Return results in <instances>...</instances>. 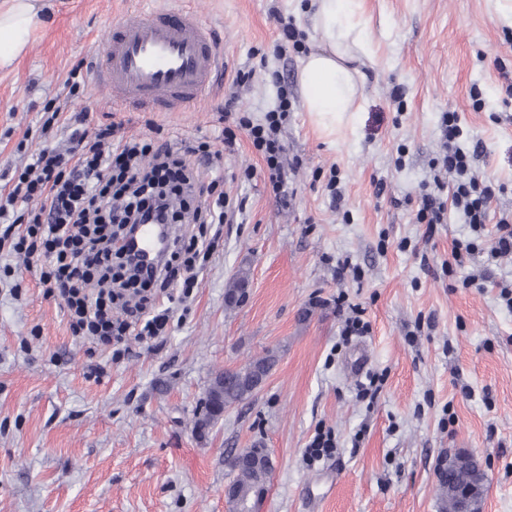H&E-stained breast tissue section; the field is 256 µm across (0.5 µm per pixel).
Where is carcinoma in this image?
I'll list each match as a JSON object with an SVG mask.
<instances>
[{"label":"carcinoma","instance_id":"obj_1","mask_svg":"<svg viewBox=\"0 0 512 512\" xmlns=\"http://www.w3.org/2000/svg\"><path fill=\"white\" fill-rule=\"evenodd\" d=\"M248 276L241 272L231 278L226 286L225 306L232 308L245 295ZM277 363L273 351L250 358L238 369H226L217 373L205 396V411L194 421V427L204 432L224 416V410L252 397L260 388ZM267 452L263 448H252L234 456L231 462L235 473L230 486L233 492L228 502L235 512H252L262 497L269 476L266 466ZM477 461L467 457L463 463H451L438 470V500L440 512H454L453 500L448 496V484L465 487L474 483Z\"/></svg>","mask_w":512,"mask_h":512}]
</instances>
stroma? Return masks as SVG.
<instances>
[{
	"instance_id": "stroma-1",
	"label": "stroma",
	"mask_w": 512,
	"mask_h": 512,
	"mask_svg": "<svg viewBox=\"0 0 512 512\" xmlns=\"http://www.w3.org/2000/svg\"><path fill=\"white\" fill-rule=\"evenodd\" d=\"M45 2L26 50L0 69V194L11 188L5 171L43 147L51 99L65 101L57 145L88 109L116 136L156 127L178 148L214 140L228 99L263 121L284 87L288 195L275 197L238 133L220 166L245 210L223 225L192 295L171 302L166 334L115 350L74 338L38 272L0 258V512H230L228 457L256 445L274 462L257 512H438V465L458 453L486 471L481 512H512V309L497 288L512 281V261L490 267L478 254L449 270L469 225L451 206L434 227L416 220L449 110L483 144L480 178L500 188L486 237L512 214V22L495 0H363L371 54L353 47L346 60L359 72L361 110L332 135L302 103L301 61L320 42L311 0H189L224 50L209 100L191 112H116L91 79L108 22L158 0ZM289 19L302 47L280 54ZM77 66L85 84L70 97L64 81ZM240 70L249 78L238 84ZM241 270L246 296L226 309L225 284ZM472 277L479 287H461ZM356 310L369 330L344 335ZM268 350L279 358L263 387L198 436L211 378ZM372 374L380 389L360 398ZM320 432L336 446L313 461Z\"/></svg>"
}]
</instances>
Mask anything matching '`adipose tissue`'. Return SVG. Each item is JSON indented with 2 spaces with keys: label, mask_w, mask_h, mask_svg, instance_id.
I'll return each instance as SVG.
<instances>
[{
  "label": "adipose tissue",
  "mask_w": 512,
  "mask_h": 512,
  "mask_svg": "<svg viewBox=\"0 0 512 512\" xmlns=\"http://www.w3.org/2000/svg\"><path fill=\"white\" fill-rule=\"evenodd\" d=\"M313 28L323 48L309 53L301 69L303 106L325 133L352 120L359 111L357 78L344 64L349 43L367 50L362 0H314ZM42 0H0V67L10 66L26 49Z\"/></svg>",
  "instance_id": "obj_1"
}]
</instances>
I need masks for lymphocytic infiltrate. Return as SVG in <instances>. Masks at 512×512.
I'll list each match as a JSON object with an SVG mask.
<instances>
[{
  "instance_id": "obj_1",
  "label": "lymphocytic infiltrate",
  "mask_w": 512,
  "mask_h": 512,
  "mask_svg": "<svg viewBox=\"0 0 512 512\" xmlns=\"http://www.w3.org/2000/svg\"><path fill=\"white\" fill-rule=\"evenodd\" d=\"M291 107L281 99L264 122L235 118L216 142L181 150L150 136L115 140L112 126L93 127L88 112L76 114L69 147L44 146L17 174L8 195L0 197V223L23 227L15 241L0 243V253L24 255L39 269L47 294L65 302L73 335L104 344L128 335L142 341L164 335L169 311L155 307L157 294L177 290L189 296L215 241L203 232L174 239L167 258L143 271L124 258L113 225L142 223L152 210L167 224L227 222L233 209L222 190L223 174L201 181L196 162L210 163L233 151L241 130L263 159L273 193L284 195L285 148L277 131ZM442 126L446 152L441 168L451 180L452 204L473 231H480L493 198L491 185L473 171L483 145L464 132L457 112L444 113ZM480 250L492 261L511 255L512 219L500 218L491 241L455 242L452 256L460 264Z\"/></svg>"
}]
</instances>
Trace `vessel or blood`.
Returning <instances> with one entry per match:
<instances>
[{
    "mask_svg": "<svg viewBox=\"0 0 512 512\" xmlns=\"http://www.w3.org/2000/svg\"><path fill=\"white\" fill-rule=\"evenodd\" d=\"M97 85L112 106L129 111L182 112L201 105L224 68L210 25L181 0L123 13L109 25L93 56ZM166 238L159 225H141V260L154 264Z\"/></svg>",
    "mask_w": 512,
    "mask_h": 512,
    "instance_id": "obj_1",
    "label": "vessel or blood"
}]
</instances>
